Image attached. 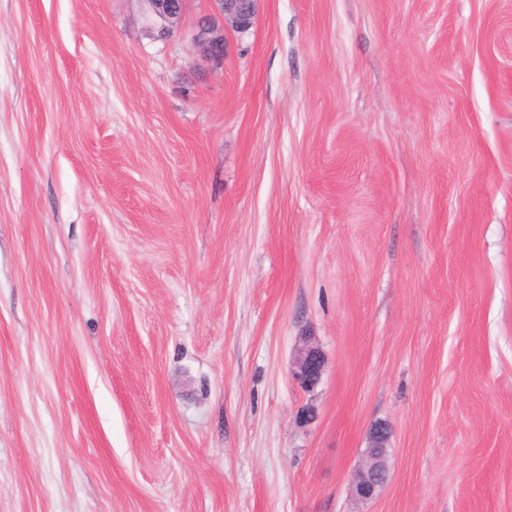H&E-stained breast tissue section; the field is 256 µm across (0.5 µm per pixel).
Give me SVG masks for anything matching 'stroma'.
Listing matches in <instances>:
<instances>
[{
    "label": "stroma",
    "instance_id": "1",
    "mask_svg": "<svg viewBox=\"0 0 512 512\" xmlns=\"http://www.w3.org/2000/svg\"><path fill=\"white\" fill-rule=\"evenodd\" d=\"M215 13L0 0V512H512V0ZM145 21L157 29L160 37H168L177 26L186 0H139ZM217 13L223 18L224 26H230L238 33L247 32L254 24L258 0H214ZM196 39L206 59L220 61L224 58L227 48L224 27H218L214 20L204 17L199 21ZM325 371V356L311 336H304L297 346L291 365L292 380L303 390L311 391L320 382ZM367 440L368 446L364 449L362 461L351 477L354 492L362 500L377 497L387 484L389 474L387 426L378 424L371 427Z\"/></svg>",
    "mask_w": 512,
    "mask_h": 512
}]
</instances>
